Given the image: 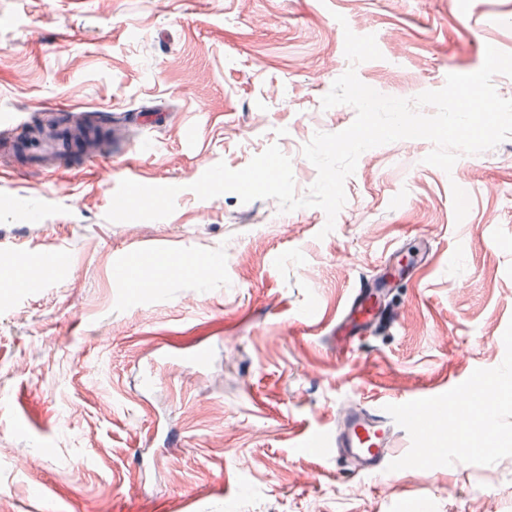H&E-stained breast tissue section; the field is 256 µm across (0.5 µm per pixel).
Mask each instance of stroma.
Returning <instances> with one entry per match:
<instances>
[{
    "instance_id": "stroma-1",
    "label": "stroma",
    "mask_w": 512,
    "mask_h": 512,
    "mask_svg": "<svg viewBox=\"0 0 512 512\" xmlns=\"http://www.w3.org/2000/svg\"><path fill=\"white\" fill-rule=\"evenodd\" d=\"M381 59L350 65L344 33ZM492 44L512 53V0H0V117L43 106L163 112L59 175L0 176V268L59 267L0 287V512H512V397L488 426L423 424L382 476L320 457L307 436L376 397L503 386L512 370V139L426 164L431 142L361 154L332 232L322 209L281 212L190 186L270 145L297 195L317 178L302 148L349 127L321 100L348 68L386 96L469 74ZM179 188L161 220L112 222L128 172ZM428 246L395 293L399 321L337 355L331 330L358 274ZM215 264L197 272L187 258ZM150 255L128 288L113 268ZM475 432L479 453L460 449ZM435 456H428V449ZM56 261L57 259L54 254L42 255L39 264L35 267L30 268L25 276H18L16 274V271L14 270H1L0 280L4 283L12 285L13 288H30L34 280H36L39 277V273H41L42 268L55 265ZM28 274H30V276H28Z\"/></svg>"
}]
</instances>
